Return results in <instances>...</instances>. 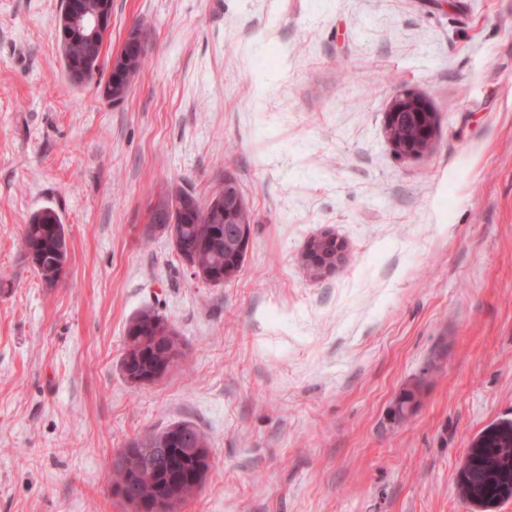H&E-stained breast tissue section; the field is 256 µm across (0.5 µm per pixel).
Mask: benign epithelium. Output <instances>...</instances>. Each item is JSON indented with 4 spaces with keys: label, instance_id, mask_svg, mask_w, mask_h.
Listing matches in <instances>:
<instances>
[{
    "label": "benign epithelium",
    "instance_id": "obj_1",
    "mask_svg": "<svg viewBox=\"0 0 512 512\" xmlns=\"http://www.w3.org/2000/svg\"><path fill=\"white\" fill-rule=\"evenodd\" d=\"M60 27L65 37H80L88 42L89 49L84 55L70 58L66 63L70 80L81 85L96 72L99 37L106 36L112 27L111 0H101L98 9L89 15L66 13ZM385 128L396 150L408 156L426 154L436 136L434 112L426 97L418 93H406L393 101L386 112ZM217 205L224 206L226 223H246L243 197L233 179H224V197ZM304 253L307 258L306 269L311 275L320 276L340 264L344 256V245L336 238L324 235L313 239Z\"/></svg>",
    "mask_w": 512,
    "mask_h": 512
}]
</instances>
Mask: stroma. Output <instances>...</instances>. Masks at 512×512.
I'll use <instances>...</instances> for the list:
<instances>
[{"mask_svg": "<svg viewBox=\"0 0 512 512\" xmlns=\"http://www.w3.org/2000/svg\"><path fill=\"white\" fill-rule=\"evenodd\" d=\"M59 5L0 0V512H132L121 452L182 421L211 468L177 512H480L459 472L512 419V0H112L102 63L135 26L147 56L119 105L69 82ZM406 91L436 113L418 158L384 128ZM227 177L251 240L210 287L151 216ZM46 206L53 287L22 246ZM323 233L347 257L314 278ZM147 308L186 358L139 386ZM66 237L65 225L61 215L51 207L35 212L24 225L23 245L26 257L48 286L57 285L65 275L68 252L60 251V240Z\"/></svg>", "mask_w": 512, "mask_h": 512, "instance_id": "1", "label": "stroma"}]
</instances>
